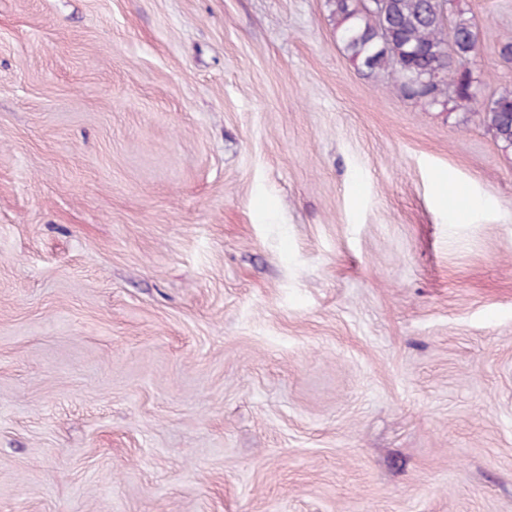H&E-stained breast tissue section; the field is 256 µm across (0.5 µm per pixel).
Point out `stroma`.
I'll return each instance as SVG.
<instances>
[{
	"label": "stroma",
	"mask_w": 512,
	"mask_h": 512,
	"mask_svg": "<svg viewBox=\"0 0 512 512\" xmlns=\"http://www.w3.org/2000/svg\"><path fill=\"white\" fill-rule=\"evenodd\" d=\"M0 512H512V149L326 0H0Z\"/></svg>",
	"instance_id": "obj_1"
}]
</instances>
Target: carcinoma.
<instances>
[{
	"label": "carcinoma",
	"mask_w": 512,
	"mask_h": 512,
	"mask_svg": "<svg viewBox=\"0 0 512 512\" xmlns=\"http://www.w3.org/2000/svg\"><path fill=\"white\" fill-rule=\"evenodd\" d=\"M452 0H386L383 12L368 0H327L336 40L358 70L386 75L402 96L428 107L469 110L477 103L468 61L478 33L471 19L451 14ZM475 111L492 137L512 149V89Z\"/></svg>",
	"instance_id": "carcinoma-1"
}]
</instances>
